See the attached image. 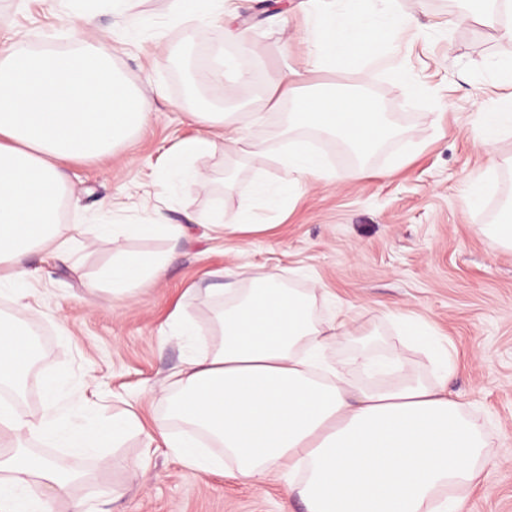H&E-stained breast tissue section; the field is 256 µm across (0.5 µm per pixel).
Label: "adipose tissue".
<instances>
[{
  "mask_svg": "<svg viewBox=\"0 0 512 512\" xmlns=\"http://www.w3.org/2000/svg\"><path fill=\"white\" fill-rule=\"evenodd\" d=\"M314 24L306 70L316 73L337 59L372 61L376 49L391 50L412 18L399 0H310ZM499 85L508 87L500 106L476 117L479 145L491 152L512 133V60L493 63ZM300 72L288 71L274 87L291 100L290 125L327 133L359 149H371L388 133L370 98L337 100L335 92L303 93ZM199 135L180 143L167 170L196 180L191 157L223 142L225 155L264 153L220 112L192 113ZM150 120L143 99L111 68L102 40L72 53H0V287L15 301L30 297L37 278L28 256L44 248L49 259L72 258V237L59 220L65 174L63 158L96 159ZM277 163L295 183L338 177L323 157L301 140L291 141ZM360 168L340 175L352 181ZM87 232L121 237L187 234L183 224H90ZM164 259L131 257L108 270L114 293L160 280ZM314 294L284 287L272 274L253 277L214 318L217 343L188 356L172 374L177 394L170 416L189 434L161 439L189 469L212 472L229 466L233 476L260 484L275 473L288 476L289 496L307 512H460L461 492L479 482L493 458L487 427L448 391L453 370L447 350L429 328L394 313L403 336L431 355L438 377L429 382L410 372L402 354L358 351L351 372L325 361L334 339L351 336L349 318L320 321ZM32 323L0 316V384L27 373L35 358ZM134 412L102 425L89 420L61 434L48 415L31 418L18 407H0V512H37L58 499L70 512H84L83 483L61 460L27 453L26 434L62 441L89 452L140 431Z\"/></svg>",
  "mask_w": 512,
  "mask_h": 512,
  "instance_id": "ef3b65f1",
  "label": "adipose tissue"
}]
</instances>
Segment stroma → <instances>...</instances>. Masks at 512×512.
<instances>
[{
	"instance_id": "stroma-1",
	"label": "stroma",
	"mask_w": 512,
	"mask_h": 512,
	"mask_svg": "<svg viewBox=\"0 0 512 512\" xmlns=\"http://www.w3.org/2000/svg\"><path fill=\"white\" fill-rule=\"evenodd\" d=\"M400 4L413 10L416 24L369 76L346 64L305 78L361 91L389 113L394 134L361 160L359 180L292 186L270 208L256 197L255 185L284 182L286 172L270 156L306 134L288 127L292 102L274 109L267 94L288 70L304 67L309 0H237L236 10L217 20L204 13L176 18L172 0H135L123 13L112 12L106 0H0V32H14V50L65 52L101 38L114 68L152 115L103 158L61 160L69 179L63 222L149 224L160 211L169 223L189 228L163 279L135 292L116 298L108 284L96 290L91 284L121 256L163 254L169 241L129 236L115 242L78 232L71 263L30 253L29 266L41 270L32 284L37 310L0 299V313L35 321L44 331L37 373L23 397L26 413L44 414L42 382L51 378L60 423L81 414L107 423L132 411L144 424L143 432L101 456L27 438L33 452L85 470L89 512H305L298 498L285 497L284 479L255 486L224 473H195L166 444L150 439L167 420L163 380L189 352L172 324L175 308L194 321L200 340L213 341L224 285L243 288L262 273L318 296L319 319L336 312L351 318L356 340H337L324 350L339 367L363 348H399L386 312L397 309L434 327L453 359L448 389L486 419L497 457L462 512H512V250L483 231L512 201V168L492 164L478 146L475 124L479 108L496 104L483 61L512 59V44L476 23L446 27L448 0ZM196 25L207 32L188 41ZM220 58L237 60L251 79L238 83L228 75L205 84L202 106L224 107L266 152L228 157L219 148L197 155L189 165L200 181L172 182L168 157L198 133L182 89ZM254 112L264 120L252 122ZM478 177L491 188L474 212L466 198ZM106 199L114 200L112 210L101 209ZM221 210L237 214L248 232L213 238L198 219ZM105 457L110 466H102ZM128 461L139 462L137 474L125 471ZM116 484L125 487L118 499L111 493Z\"/></svg>"
}]
</instances>
